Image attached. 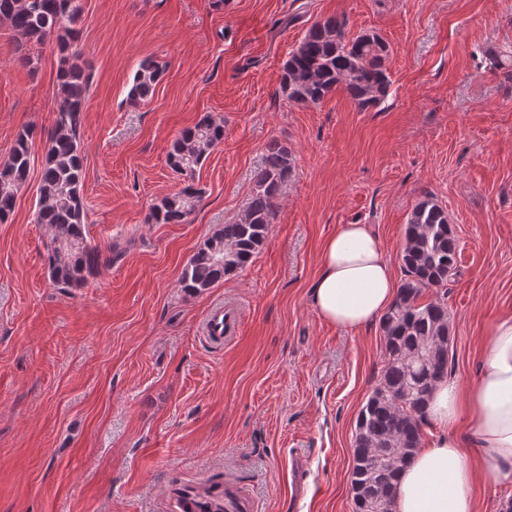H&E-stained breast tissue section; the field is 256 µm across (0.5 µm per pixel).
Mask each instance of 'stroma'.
<instances>
[{
    "label": "stroma",
    "instance_id": "1",
    "mask_svg": "<svg viewBox=\"0 0 512 512\" xmlns=\"http://www.w3.org/2000/svg\"><path fill=\"white\" fill-rule=\"evenodd\" d=\"M88 79L86 233L124 255L80 288L48 278L35 223L44 142L0 223V512H179L174 490L232 477L257 512H354L358 412L381 377L379 326L348 333L316 316L309 286L322 240L368 224L403 275L405 224L422 195L460 242L448 284L449 374L472 379L483 325L512 316V0H80ZM390 45L385 102L343 91L290 103L282 67L315 22ZM163 76L128 99L144 59ZM57 46L19 47L0 22V160L23 125L57 108ZM209 117L224 139L194 177L168 153ZM293 157L268 238L245 269L201 295L179 277L198 244L244 211L266 145ZM182 224L151 206L186 184ZM237 304L234 338L204 320Z\"/></svg>",
    "mask_w": 512,
    "mask_h": 512
}]
</instances>
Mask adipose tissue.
<instances>
[{
	"mask_svg": "<svg viewBox=\"0 0 512 512\" xmlns=\"http://www.w3.org/2000/svg\"><path fill=\"white\" fill-rule=\"evenodd\" d=\"M313 311L343 330L374 325L396 298L393 266L369 225L341 224L322 243ZM476 379L440 380L426 419L437 430L400 471L392 512H478L485 474L512 487V317L486 325Z\"/></svg>",
	"mask_w": 512,
	"mask_h": 512,
	"instance_id": "adipose-tissue-1",
	"label": "adipose tissue"
}]
</instances>
